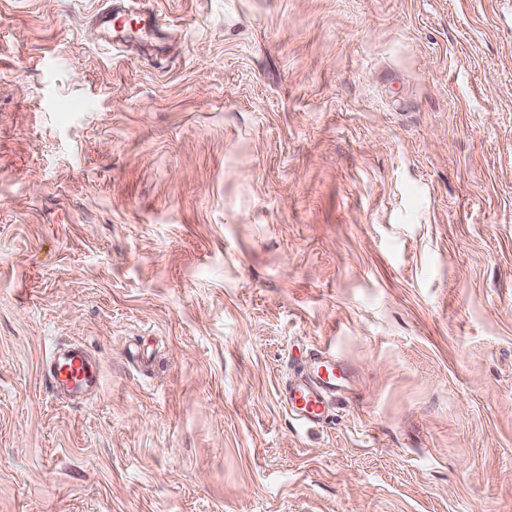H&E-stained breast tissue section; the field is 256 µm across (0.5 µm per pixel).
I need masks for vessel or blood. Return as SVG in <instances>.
Listing matches in <instances>:
<instances>
[{"mask_svg": "<svg viewBox=\"0 0 512 512\" xmlns=\"http://www.w3.org/2000/svg\"><path fill=\"white\" fill-rule=\"evenodd\" d=\"M122 17V11L104 10L99 16V26L107 35L123 37L127 30ZM309 358L308 378L288 385V412L301 424L315 425L327 419L332 398L344 387L347 370L343 362L326 349L311 350ZM91 376L83 354L74 352L54 362L49 375L50 388L59 395L67 389L81 388Z\"/></svg>", "mask_w": 512, "mask_h": 512, "instance_id": "1", "label": "vessel or blood"}]
</instances>
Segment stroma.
<instances>
[{
	"instance_id": "obj_1",
	"label": "stroma",
	"mask_w": 512,
	"mask_h": 512,
	"mask_svg": "<svg viewBox=\"0 0 512 512\" xmlns=\"http://www.w3.org/2000/svg\"><path fill=\"white\" fill-rule=\"evenodd\" d=\"M121 2L0 0V512H512V0ZM122 17V11L112 10V6H110L99 15V27L104 29L109 37L114 35L119 39L127 33L126 24L121 20ZM309 358V377L288 383V412L303 425L327 419L331 399L344 388L347 376L343 362L327 349H312ZM51 390L62 395L64 389L77 390L92 377L89 364L82 353L72 352L69 356L56 358L53 361V370L48 374Z\"/></svg>"
}]
</instances>
